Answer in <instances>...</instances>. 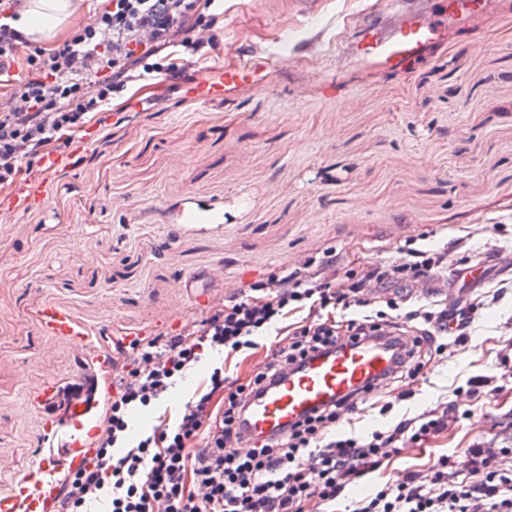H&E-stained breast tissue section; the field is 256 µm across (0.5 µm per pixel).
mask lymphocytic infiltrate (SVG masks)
Masks as SVG:
<instances>
[{
	"instance_id": "lymphocytic-infiltrate-1",
	"label": "lymphocytic infiltrate",
	"mask_w": 512,
	"mask_h": 512,
	"mask_svg": "<svg viewBox=\"0 0 512 512\" xmlns=\"http://www.w3.org/2000/svg\"><path fill=\"white\" fill-rule=\"evenodd\" d=\"M215 2L106 0L63 42L34 48L18 104L0 107V188L15 183L23 159L48 153L64 135L107 112L131 79L174 77L186 62H200L218 38ZM407 255L369 272L367 282L410 283L433 274V253L411 248ZM368 304L361 285L339 290L290 272L274 296L228 301L197 331L170 337L162 350L142 351L88 441L92 456L65 474L54 512H87L96 501L105 502L107 512H304L310 500L336 501L397 453L399 441L438 431L447 414L423 413L368 437H333L341 415L366 402L356 393L274 439L245 440L241 425L250 394L309 354L335 348L347 336L398 333L386 314L366 313ZM336 306L344 311L341 320L324 317ZM299 309L312 312V320L280 341L247 383L225 389L224 370L215 368L207 392L195 393L171 426L131 434V411L155 406L204 354L255 348L256 337L270 335ZM408 318L425 327L403 339L405 358L393 376L401 384L417 380L445 354L442 338L452 327L444 310L421 308ZM219 391L224 397L217 405L212 397ZM510 454V448L484 444L466 449V482L458 481L453 462L440 457L427 471L378 485L353 512H512V470L499 463Z\"/></svg>"
}]
</instances>
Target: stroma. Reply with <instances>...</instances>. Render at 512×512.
<instances>
[{"label": "stroma", "instance_id": "stroma-1", "mask_svg": "<svg viewBox=\"0 0 512 512\" xmlns=\"http://www.w3.org/2000/svg\"><path fill=\"white\" fill-rule=\"evenodd\" d=\"M271 2L224 0L218 43L199 66L207 92L183 76L128 83L113 112L60 143L57 170L37 157L21 171L46 202L0 224V494L39 450L31 392L92 368L40 333L41 308L70 309L94 345H110L104 405L147 341L192 332L229 296L273 293L283 271L332 250L344 286L403 261L408 244L439 253L431 286L399 312L459 308L469 327L465 342L448 336L447 359L412 397L379 393L336 430L367 436L443 409L447 425L306 512H347L375 485L477 443L512 448V0L458 19L448 0H428L412 19L439 38L396 68L343 52L384 0H319L311 17ZM274 50L280 62L225 85V68ZM73 142L85 145L76 157ZM479 262L483 280L463 279ZM212 370L202 359L156 407L134 412L136 427L175 416Z\"/></svg>", "mask_w": 512, "mask_h": 512}]
</instances>
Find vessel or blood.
Returning a JSON list of instances; mask_svg holds the SVG:
<instances>
[{"mask_svg": "<svg viewBox=\"0 0 512 512\" xmlns=\"http://www.w3.org/2000/svg\"><path fill=\"white\" fill-rule=\"evenodd\" d=\"M430 40L422 27L384 18L371 20L361 42L365 54L397 64L416 55ZM43 335L85 351L89 329L70 311L45 306L37 315ZM400 346L390 336L348 340L329 352L308 357L296 369L263 384L248 403L245 438L272 437L347 394L380 388L399 365ZM43 450L35 468L10 493L0 496V512H51L59 495L58 477L75 468L96 427L83 408L71 409L64 422L46 419Z\"/></svg>", "mask_w": 512, "mask_h": 512, "instance_id": "vessel-or-blood-1", "label": "vessel or blood"}]
</instances>
